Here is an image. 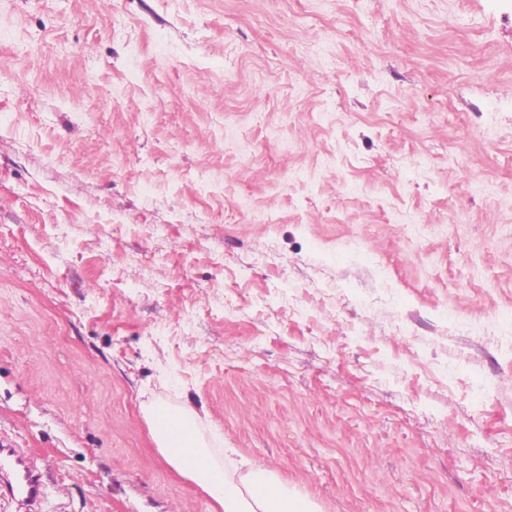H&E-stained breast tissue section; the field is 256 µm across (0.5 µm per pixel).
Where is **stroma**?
I'll return each instance as SVG.
<instances>
[{"label": "stroma", "mask_w": 512, "mask_h": 512, "mask_svg": "<svg viewBox=\"0 0 512 512\" xmlns=\"http://www.w3.org/2000/svg\"><path fill=\"white\" fill-rule=\"evenodd\" d=\"M512 512V0H0V443L42 512ZM173 416L157 405L151 411L150 425L155 442L166 462L179 473L195 480L224 512H311L310 504L291 497L281 484L255 466L249 473L245 493L229 480L224 466L213 463L208 448L201 443L196 428L187 431L184 420L195 421L185 409Z\"/></svg>", "instance_id": "stroma-1"}]
</instances>
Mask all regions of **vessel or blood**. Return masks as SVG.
Instances as JSON below:
<instances>
[{
    "label": "vessel or blood",
    "instance_id": "b4317fda",
    "mask_svg": "<svg viewBox=\"0 0 512 512\" xmlns=\"http://www.w3.org/2000/svg\"><path fill=\"white\" fill-rule=\"evenodd\" d=\"M47 485L37 462L21 448H0V491L22 512H42Z\"/></svg>",
    "mask_w": 512,
    "mask_h": 512
}]
</instances>
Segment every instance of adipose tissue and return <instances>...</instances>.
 Returning a JSON list of instances; mask_svg holds the SVG:
<instances>
[{"label":"adipose tissue","mask_w":512,"mask_h":512,"mask_svg":"<svg viewBox=\"0 0 512 512\" xmlns=\"http://www.w3.org/2000/svg\"><path fill=\"white\" fill-rule=\"evenodd\" d=\"M193 418L188 409L173 415L163 406H156L151 411L152 433L166 462L195 480L221 512H311L306 500L289 496L258 466L249 473L247 489H240L227 478L222 466L213 463L197 432L185 429V422Z\"/></svg>","instance_id":"1"}]
</instances>
